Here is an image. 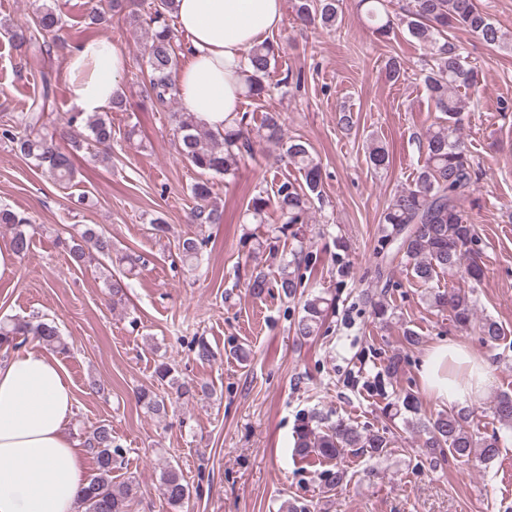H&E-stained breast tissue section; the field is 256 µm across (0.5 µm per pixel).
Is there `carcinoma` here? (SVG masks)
Instances as JSON below:
<instances>
[{"mask_svg": "<svg viewBox=\"0 0 512 512\" xmlns=\"http://www.w3.org/2000/svg\"><path fill=\"white\" fill-rule=\"evenodd\" d=\"M175 0H151L148 3L145 23L150 29L146 45L149 66V87L156 97L163 100L177 95L173 76L178 68V54L174 45V33L168 16L174 11ZM109 10L94 8L90 21L94 25L110 24L131 18L139 20L136 12L124 13L123 0H108ZM358 7L365 10L372 22L374 33L385 40L394 31V19L387 10V0H358ZM340 0H294L297 20L301 25L328 28L336 24ZM401 22L418 43L434 50V64L423 73V82L436 111L442 117L426 132V158L416 179L396 192L381 214V235L375 253V275L379 290L366 295L374 319L386 325L392 321L393 312L387 300L391 280L385 277L388 265L398 254L409 262L413 277L427 285L441 273L455 276L461 272L478 283L483 277L479 264V238L475 225L465 220L462 201L474 190L480 179L478 170L470 159L468 147L461 139L458 117L464 109L458 91L462 87L475 89L480 84L479 72L470 67L460 49L448 40V32L463 29L493 49L512 47V39L476 4V0H408L406 13ZM65 25L62 14L51 5H43L30 17L25 26L16 28L5 25L3 30L10 39L27 47L50 53L51 44L46 36L61 30ZM278 44L265 40L251 47L247 53L249 74L245 75L242 95L259 99L269 91L266 78L279 56ZM53 90L45 84L40 97L33 100L29 111L0 123V144L17 150L24 158L47 172L60 184L70 183L75 176L73 154L63 149L59 136L41 135L35 132L43 123L45 106ZM179 133L176 145L182 160L200 170L204 178L191 187L197 205L190 212L192 224H220L223 211L213 200V184L206 175H231L237 159L252 151L247 113H241L236 124L213 130L190 112L172 113ZM69 124H79L89 131L87 145L108 147L112 142V125L104 115L71 114ZM260 136L282 149L280 157L296 165L304 183L284 182L274 195L258 193L247 203V215L251 223L263 224L271 207L279 212L280 223L270 224L258 235L246 234L241 242L246 249L245 266L247 288L255 296H261L271 288L287 298H293L301 288L307 287L301 268L313 266L318 256L304 243L300 225L307 223L313 196L321 193L322 173L306 142L300 139L283 141L281 116L269 112L259 126ZM29 217L8 207L0 206V228L11 233V248L18 257L27 254L32 243L28 227ZM292 237L297 247L286 253L279 250L281 239ZM207 239L201 234L187 236L177 245L178 258L184 264L199 263ZM59 244L68 251L71 261L82 266L88 255L95 251L112 257V239L97 227L86 224L79 238L61 239ZM277 267V277L271 279L264 265ZM429 305L448 311L456 325L462 328L477 323L483 342L491 347L501 339L502 326L490 317L475 318L473 292L453 288L446 292H432L427 297ZM332 302L322 295H313L304 304L303 314L294 321L295 333L306 340L318 335L328 315ZM59 352L66 353L55 322L39 315L27 320L0 321V349L15 350L28 338ZM402 357L395 353L383 361L375 387H382V379L396 376ZM160 380L170 384L174 396L140 390L136 403L147 413L165 418L173 407V399L208 394V386H197L188 380L181 381L174 375L170 363L161 361L155 369ZM393 416L403 413L417 415L421 403L412 393L398 394L392 404ZM494 417L500 425L512 428V395L499 396L494 405ZM417 427L427 436L425 447L430 449V461L450 454L460 463L473 460L490 461L500 451L499 436L492 433L480 437L469 429V414L463 409H448L418 418ZM84 446L92 455L96 473L79 497L78 512H130L138 493L137 484L128 480L118 485L112 483V470L122 465L124 449L112 438V426L103 423L90 431ZM388 441L378 432L361 431L343 419L328 415L312 414L296 428L294 454L303 461L315 458L336 460L346 453L379 459L387 452ZM324 484L331 490L344 484L347 472L340 466L322 472ZM163 497L173 508H180L190 497V490L183 475L169 467L161 475Z\"/></svg>", "mask_w": 512, "mask_h": 512, "instance_id": "obj_1", "label": "carcinoma"}]
</instances>
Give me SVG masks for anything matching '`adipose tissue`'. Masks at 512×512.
<instances>
[{
    "mask_svg": "<svg viewBox=\"0 0 512 512\" xmlns=\"http://www.w3.org/2000/svg\"><path fill=\"white\" fill-rule=\"evenodd\" d=\"M284 0H176V22L190 60L176 76L185 111L209 127L236 118L245 52L277 30ZM125 55L111 41L74 46L65 59L70 101L81 112L103 111L125 94ZM423 387L441 404L477 398L492 366L458 343H441L420 360ZM75 396L58 359L37 346L0 361V512H78L88 484L85 450L69 424Z\"/></svg>",
    "mask_w": 512,
    "mask_h": 512,
    "instance_id": "ef3b65f1",
    "label": "adipose tissue"
}]
</instances>
